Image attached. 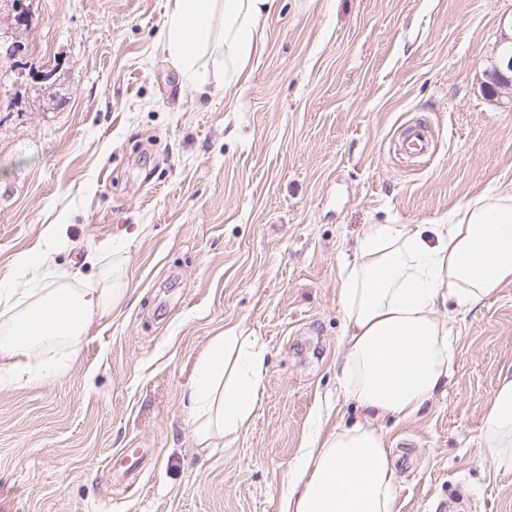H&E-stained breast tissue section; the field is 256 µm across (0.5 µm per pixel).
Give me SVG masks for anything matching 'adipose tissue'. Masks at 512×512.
Listing matches in <instances>:
<instances>
[{"label":"adipose tissue","instance_id":"adipose-tissue-1","mask_svg":"<svg viewBox=\"0 0 512 512\" xmlns=\"http://www.w3.org/2000/svg\"><path fill=\"white\" fill-rule=\"evenodd\" d=\"M275 0H168L162 48L186 81L206 87L196 64L214 32L224 45V81L239 82ZM67 227L46 225L14 258L28 285L0 279V386L59 377L57 349L76 352L95 320L130 295L125 257L102 243L88 260L94 280L58 273L53 257ZM343 332L341 393L375 417L415 415L447 383L453 349L440 308L469 310L512 282V191L480 195L456 219L363 225L352 261L339 269ZM266 349L237 326L210 338L183 401L198 445L234 443L263 393ZM483 451L512 464V373L494 388ZM396 472L376 428L356 424L317 436L288 481L284 512H394Z\"/></svg>","mask_w":512,"mask_h":512}]
</instances>
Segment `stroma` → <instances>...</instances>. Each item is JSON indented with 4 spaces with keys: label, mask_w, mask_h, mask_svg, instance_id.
I'll use <instances>...</instances> for the list:
<instances>
[{
    "label": "stroma",
    "mask_w": 512,
    "mask_h": 512,
    "mask_svg": "<svg viewBox=\"0 0 512 512\" xmlns=\"http://www.w3.org/2000/svg\"><path fill=\"white\" fill-rule=\"evenodd\" d=\"M167 0H34L25 61L45 83L0 87V278L46 224L59 273L126 252L134 302L95 326L60 378L0 388V512H283L298 450L336 393L339 265L365 224L447 220L512 187V106L479 77L512 0H277L248 63L224 48L185 82L163 52ZM425 123L430 153L399 149ZM267 349L264 393L231 446L201 448L182 394L211 336ZM444 391L375 420L395 512H512V465L481 453L512 369V283L455 311Z\"/></svg>",
    "instance_id": "1"
}]
</instances>
